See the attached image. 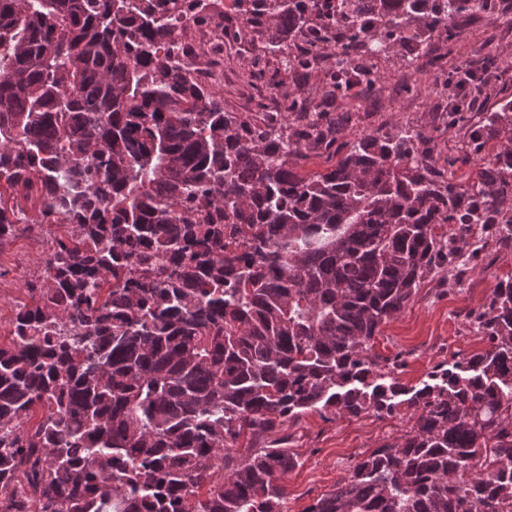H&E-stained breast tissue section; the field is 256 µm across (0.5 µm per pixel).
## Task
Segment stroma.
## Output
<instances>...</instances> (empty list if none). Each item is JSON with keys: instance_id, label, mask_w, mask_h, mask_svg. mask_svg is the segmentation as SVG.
<instances>
[{"instance_id": "35a3bbf8", "label": "stroma", "mask_w": 512, "mask_h": 512, "mask_svg": "<svg viewBox=\"0 0 512 512\" xmlns=\"http://www.w3.org/2000/svg\"><path fill=\"white\" fill-rule=\"evenodd\" d=\"M499 12L492 21L481 13L459 18L458 37L449 41L441 36L432 38L418 57L397 51L364 57L363 65L378 74L373 89L362 96L353 91L340 93L325 104L329 112L350 115L336 149L347 150L357 138L391 131L401 122L425 130L438 127L442 130L435 155L438 168L457 181H468L474 166L465 162L464 155L471 147V133L480 113L512 94V0H499ZM265 37L264 30L252 29L247 44L225 46L224 76L214 83L224 97L225 111H286L288 93L307 97L325 85L336 69V58L331 54L321 57L305 75L286 68L283 54L259 56ZM489 48L496 50L498 59L484 79V93L477 97L466 122L449 125L450 97L438 88V76L453 79L462 64H482ZM256 65L266 75L276 77L279 87L270 89L252 78L250 72ZM481 238L482 249L467 261L459 278L445 284L425 279L415 299L383 325L374 351L383 358H400L403 383L416 385L436 363L487 349L486 340L474 333L470 315L480 309L500 281L512 277V248H500L489 232L482 233ZM51 246L52 238L47 235L37 241L19 236L0 247L1 331H8L15 305L26 298L25 282L42 275V258ZM411 426L403 413L384 417L367 414L331 422L308 413L287 423L285 431L292 437L298 464L280 481L286 512H305L316 499L333 490L357 460L405 434Z\"/></svg>"}]
</instances>
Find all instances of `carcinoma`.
<instances>
[{
    "label": "carcinoma",
    "instance_id": "obj_1",
    "mask_svg": "<svg viewBox=\"0 0 512 512\" xmlns=\"http://www.w3.org/2000/svg\"><path fill=\"white\" fill-rule=\"evenodd\" d=\"M262 52L356 64L457 36L488 0H234ZM205 0H0V244L49 224L54 247L0 342V512H283L297 465L280 434L412 412L304 512H512V282L472 326L489 348L407 386L373 352L429 276L459 270L473 224L512 243V97L483 113L467 184L435 140L396 125L324 173L347 116L315 92L232 115L184 69ZM32 223L21 225V201ZM441 224L458 225L451 236ZM336 157L323 151H306L302 159L297 160L299 170L308 173L325 172L334 164Z\"/></svg>",
    "mask_w": 512,
    "mask_h": 512
}]
</instances>
